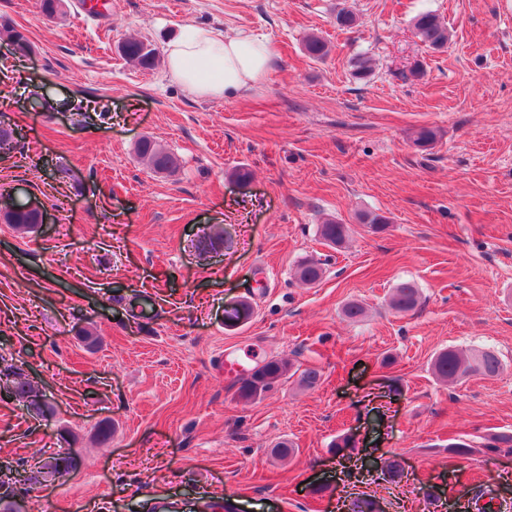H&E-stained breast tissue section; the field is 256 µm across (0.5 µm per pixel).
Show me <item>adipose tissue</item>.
<instances>
[{
	"instance_id": "obj_1",
	"label": "adipose tissue",
	"mask_w": 512,
	"mask_h": 512,
	"mask_svg": "<svg viewBox=\"0 0 512 512\" xmlns=\"http://www.w3.org/2000/svg\"><path fill=\"white\" fill-rule=\"evenodd\" d=\"M171 77L204 98L236 95L258 83L271 63L267 41L244 35L222 37L193 26L167 48Z\"/></svg>"
}]
</instances>
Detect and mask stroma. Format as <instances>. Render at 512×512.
<instances>
[{"label":"stroma","mask_w":512,"mask_h":512,"mask_svg":"<svg viewBox=\"0 0 512 512\" xmlns=\"http://www.w3.org/2000/svg\"><path fill=\"white\" fill-rule=\"evenodd\" d=\"M66 3L50 20L38 0H0L32 47L0 34V126L20 135L0 198L48 217L30 233L0 223V370L22 369L54 407L38 417L0 391V466L78 458L29 485L34 512H351L361 493L379 512H478L485 496L512 512V453L482 447L512 430V0ZM344 7L354 29L336 26ZM425 11L447 23V49L416 37ZM188 25L266 39L267 75L203 98L161 57L143 69L119 52L139 38L161 54ZM309 33L325 60L303 53ZM144 137L178 155L175 173L138 157ZM328 218L350 227L341 250L316 234ZM309 257L326 264L312 286L295 275ZM405 280L422 298L402 316L388 301ZM242 300L252 318L227 327ZM350 300L363 321L343 319ZM446 347L493 348L504 369L441 383L429 366ZM245 354L321 380L243 402L225 365ZM454 439L475 453L449 459ZM283 441L293 455H276ZM390 460L403 474L386 482Z\"/></svg>","instance_id":"obj_1"}]
</instances>
